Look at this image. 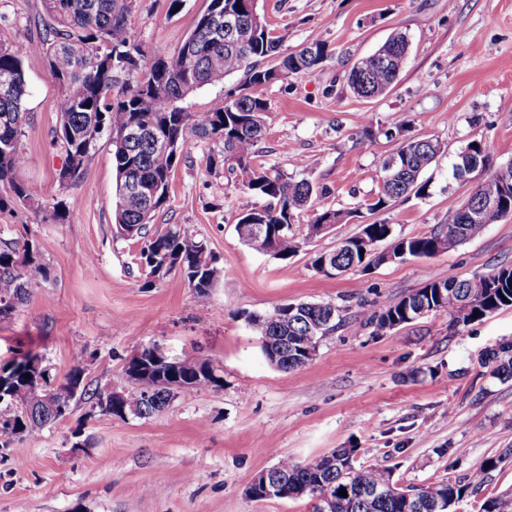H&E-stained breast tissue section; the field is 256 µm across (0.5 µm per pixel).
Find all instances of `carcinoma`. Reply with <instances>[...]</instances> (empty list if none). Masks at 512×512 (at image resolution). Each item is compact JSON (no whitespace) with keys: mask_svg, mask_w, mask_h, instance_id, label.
<instances>
[{"mask_svg":"<svg viewBox=\"0 0 512 512\" xmlns=\"http://www.w3.org/2000/svg\"><path fill=\"white\" fill-rule=\"evenodd\" d=\"M132 0H43V13L37 21L39 36L35 40L0 43V80L10 78L7 89L0 88V183L9 186L11 195H0V211L13 204H28L36 199L33 187L17 179L25 159L20 150L22 126L27 116L28 90L23 71L24 58L43 57L61 93V136L57 140L66 154L65 166L74 168L71 179L83 172L90 149L99 136L90 119L101 112L106 124L114 129L131 125L142 129L140 137L121 149H114L112 163L116 181L131 176L143 186L158 183L162 192L169 193L171 174L176 161L173 154L154 147L150 132L158 128L184 146L192 139H217L223 143L224 166L234 175L235 183L248 198H260L264 204L245 206L239 213L236 231L239 238L252 248L277 258L294 256L304 240L293 230L297 211L308 206L326 189L318 188L305 179L294 180L272 175L256 163L257 145L262 140L265 124L262 114L267 105L252 89L286 80L293 74L310 70L328 55V44L315 35L299 50L282 55V38L273 35L268 22L255 29L244 48L238 47L232 36L224 32L214 35L201 28L196 18L188 38L195 40V62L187 67L181 54L169 59L158 58L146 67L144 76L132 86L117 87L116 73L136 67L138 63L121 64L122 56L134 51L140 58L144 52L127 26ZM253 0H210L207 11L224 15L232 12L239 23L249 26ZM378 52L386 57L383 66H371L367 71L352 67L347 83L350 90L362 98H375L388 93L397 82L409 55L408 39L402 34L391 36ZM241 72L246 87L228 92L220 104H213L195 121L184 101L207 85ZM445 153L436 139L408 138L397 149L398 161L389 167V158L380 161L382 178L378 191L367 206L371 215L388 209L396 200L414 195H428L429 181L422 179L424 171L435 158ZM476 164L487 171L486 178L474 187L465 204L449 224H439L430 232L415 237L395 235L393 225L374 221L364 225L370 242L394 240L393 252H401V260L409 257H432L478 237L487 222L469 217L476 212L481 199L501 196L512 205V163L492 166L487 147L471 140L458 150L452 160V176ZM167 201L157 197L150 201L143 194L116 196L114 225L117 230L136 227V240L142 242L140 259L156 274L173 271L174 263L182 264L189 287L200 302L209 300L219 279V268L207 244L196 239L182 226L175 224L161 233L148 236L147 224ZM356 217L353 212L336 209L315 211L314 224H342ZM268 225L267 234L255 238L244 233L249 224ZM344 269L363 263H379L381 258L363 256L359 247L340 254ZM45 279L48 270L39 262V255L30 247L23 253L0 249V301L22 303L36 283V276ZM433 287L418 288L397 302L378 310H364L363 323L374 328L375 334L392 330L416 319L417 310L427 306L434 311L446 310L456 323L478 321L504 307H512V266H499L470 278L431 280ZM479 315H474V312ZM346 325L340 307L330 302L299 303L297 308L280 310L278 319L269 314L251 316V327L258 339L272 342V348L288 360V369L305 365L300 350L306 336H325ZM39 359L29 353L21 360L0 368L4 372L0 392V425L12 428L15 435L33 431L60 419L45 406L48 377L39 374L27 379L26 366ZM484 363L493 365L492 374L512 378V343H503L485 355ZM159 380L151 377L128 389L130 403L142 405L139 416L148 417L164 410L173 398L189 395L209 386L220 385L210 365L198 358L181 359L172 378L161 389ZM512 458L507 448L497 458L488 459L470 477V484L479 486L487 471ZM278 473L284 487L293 491L298 486L313 485L316 491L336 497L334 512H433L428 503L439 498L438 512H453L463 487L451 481L431 486L390 488L391 472L377 468L341 464L330 465L327 456L302 462L283 460ZM346 489L347 496L339 495Z\"/></svg>","mask_w":512,"mask_h":512,"instance_id":"1","label":"carcinoma"}]
</instances>
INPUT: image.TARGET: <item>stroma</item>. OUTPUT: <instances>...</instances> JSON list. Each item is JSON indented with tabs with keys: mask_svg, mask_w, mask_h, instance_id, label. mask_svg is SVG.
Returning <instances> with one entry per match:
<instances>
[{
	"mask_svg": "<svg viewBox=\"0 0 512 512\" xmlns=\"http://www.w3.org/2000/svg\"><path fill=\"white\" fill-rule=\"evenodd\" d=\"M260 3L283 37L281 53L315 34L329 46L316 68L258 89L267 110L257 161L326 188L316 208L371 202L379 161L400 144L384 135L397 118L411 135L447 149L424 174L428 196L376 213L397 235L451 223L465 202L471 187L453 180L450 152L477 139L492 165L512 161V0ZM208 4L134 0L127 24L146 61L173 56ZM41 12L42 0H0V42L37 38ZM397 32L410 40L398 81L383 96L356 97L348 70ZM23 66L29 97L19 178L38 197L0 211V248L33 247L50 276L0 319V366L32 352L56 380L81 369L88 394L60 421L0 447V512H313L310 497L256 500L246 486L284 459L350 447L357 464H382L404 487L456 481L464 492L454 512H481L487 499L512 492V459L499 461L479 489L466 486L470 473L512 448V380L482 364L487 350L512 342V307L467 325L435 312L380 336L361 324L364 310L430 279L512 265V216L432 257L328 277L313 256L355 235L357 222L336 225L285 260L257 251L235 230L246 197L231 174L206 163L222 143L193 140L149 229L181 224L205 239L220 278L202 307L179 273L149 282L135 259L138 243L116 233L109 133L99 135L80 179L60 182V88L44 58L26 57ZM59 201L70 208L66 220L46 219ZM329 301L344 307L346 327L323 337L304 367L272 366L248 316ZM144 346L207 361L221 386L176 397L148 418L100 412L91 392L120 383L125 359Z\"/></svg>",
	"mask_w": 512,
	"mask_h": 512,
	"instance_id": "35a3bbf8",
	"label": "stroma"
}]
</instances>
